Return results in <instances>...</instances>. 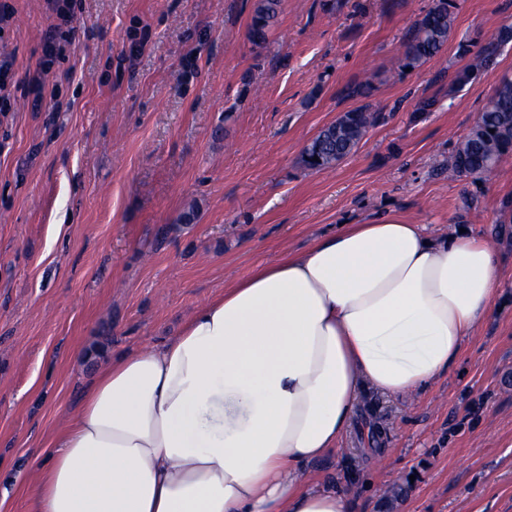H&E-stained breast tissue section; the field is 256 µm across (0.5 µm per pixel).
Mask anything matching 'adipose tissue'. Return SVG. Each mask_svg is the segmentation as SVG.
Listing matches in <instances>:
<instances>
[{
    "label": "adipose tissue",
    "instance_id": "ef3b65f1",
    "mask_svg": "<svg viewBox=\"0 0 512 512\" xmlns=\"http://www.w3.org/2000/svg\"><path fill=\"white\" fill-rule=\"evenodd\" d=\"M494 240L389 217L255 267L178 334L108 356L30 468L25 512H353L310 485L365 390L428 388L492 316Z\"/></svg>",
    "mask_w": 512,
    "mask_h": 512
}]
</instances>
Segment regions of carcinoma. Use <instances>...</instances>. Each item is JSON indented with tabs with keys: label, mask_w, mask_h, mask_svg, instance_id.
Wrapping results in <instances>:
<instances>
[{
	"label": "carcinoma",
	"mask_w": 512,
	"mask_h": 512,
	"mask_svg": "<svg viewBox=\"0 0 512 512\" xmlns=\"http://www.w3.org/2000/svg\"><path fill=\"white\" fill-rule=\"evenodd\" d=\"M281 5V0H259L249 26L252 43L266 42ZM454 17L448 0H437L435 6L415 23L405 45L403 67H420L444 48L452 32ZM488 44L460 70L456 81L467 83L475 71L485 66L494 55ZM377 121V113L366 106L344 112L335 123L323 128L305 147L303 165L311 170H324L349 155ZM512 157V78L504 76L495 87L488 107L478 121L448 156V173L456 177H479Z\"/></svg>",
	"instance_id": "1"
}]
</instances>
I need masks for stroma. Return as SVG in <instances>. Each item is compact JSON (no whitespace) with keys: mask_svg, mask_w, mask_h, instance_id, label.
<instances>
[{"mask_svg":"<svg viewBox=\"0 0 512 512\" xmlns=\"http://www.w3.org/2000/svg\"><path fill=\"white\" fill-rule=\"evenodd\" d=\"M0 53V467L25 468L94 362L176 335L202 303L341 224L397 216L497 242L512 283V162L452 177L448 156L512 76V0H451L443 51L402 67L435 0H281L264 45L257 0H66L72 42L40 111L22 95L57 25L47 0H5ZM489 64L459 70L490 42ZM378 112L358 147L310 170L304 147L345 111ZM312 483L354 512H512V286L427 390L369 392ZM406 494L386 508L392 486Z\"/></svg>","mask_w":512,"mask_h":512,"instance_id":"obj_1","label":"stroma"}]
</instances>
